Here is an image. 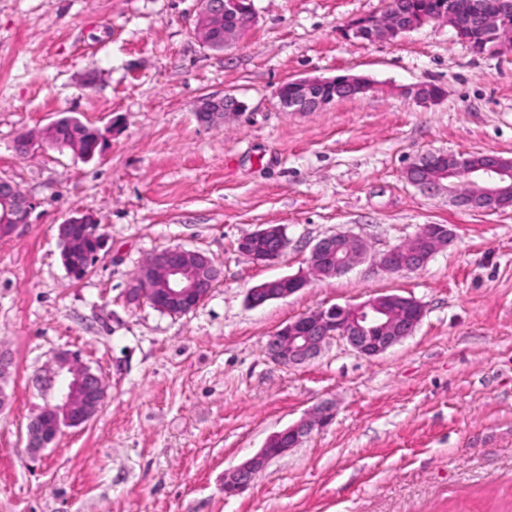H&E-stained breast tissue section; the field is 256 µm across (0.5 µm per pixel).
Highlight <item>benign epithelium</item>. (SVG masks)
I'll list each match as a JSON object with an SVG mask.
<instances>
[{
  "mask_svg": "<svg viewBox=\"0 0 512 512\" xmlns=\"http://www.w3.org/2000/svg\"><path fill=\"white\" fill-rule=\"evenodd\" d=\"M200 10L195 35L203 47L222 51L237 42L255 19L251 0H199ZM512 0H464L459 7L441 9L428 18L407 19L388 13L375 21L360 16L349 22L342 35L368 41H391L403 37L427 23H444L456 37L477 54H512ZM224 22L218 29L217 22ZM369 82L359 76L345 75L331 79L305 78L288 82L286 91L277 92L280 107L286 112H315L327 105L367 93ZM246 111V104L234 96L206 98L196 113L202 123ZM119 117L104 128L69 122L73 135L61 147L72 150L86 161L103 158L105 149L89 152L85 143L96 139L102 144L119 126ZM62 122H51L41 139L22 134L14 141V150L27 155L39 142L55 144L60 139ZM407 182L428 193H446L460 207L488 212L512 208V160L486 154L481 162L455 154H427L413 162L405 172ZM31 201L13 184H0V237L14 234L29 223ZM80 224L84 233L74 232ZM97 219L90 214L73 216L57 227L63 265L73 278H82L88 267L78 266L76 257L96 259L104 239L94 234ZM452 240L444 224H426L409 243L395 246L382 254L378 268L389 273L414 272L424 268L434 253ZM288 246L283 227L267 225L246 234L238 242L239 251L252 262L262 264L279 258ZM365 245L357 237L336 233L320 239L314 246L311 271L319 276L337 277L360 263ZM220 270L202 252L180 247L166 248L141 264L126 291L130 303L147 302L170 315H182L196 309L210 294ZM307 284L302 276H283L265 281L248 291V303L259 307L266 302L287 298ZM424 316L423 306L412 298L382 294L355 306L334 305L302 315L289 322L267 342L271 358L299 365L314 358L323 344L338 338L365 357H375L411 335ZM44 395L51 398L45 411L27 427V444L32 449L53 443L62 428L79 427L100 411L106 399L102 378L84 365L74 353L62 351L38 378ZM334 410L318 406L308 417L271 435L263 448L224 475V494L245 490L265 469L270 460L287 454L303 437L331 424Z\"/></svg>",
  "mask_w": 512,
  "mask_h": 512,
  "instance_id": "benign-epithelium-1",
  "label": "benign epithelium"
}]
</instances>
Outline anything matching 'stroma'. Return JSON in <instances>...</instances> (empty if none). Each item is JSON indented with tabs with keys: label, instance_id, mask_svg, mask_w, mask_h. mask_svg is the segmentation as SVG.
I'll return each instance as SVG.
<instances>
[{
	"label": "stroma",
	"instance_id": "obj_1",
	"mask_svg": "<svg viewBox=\"0 0 512 512\" xmlns=\"http://www.w3.org/2000/svg\"><path fill=\"white\" fill-rule=\"evenodd\" d=\"M255 20L221 52L194 29L199 0H0V180L35 205L0 237V351L14 366L0 411V512H512V211L464 210L409 184L429 153L512 157V55L477 56L448 25L394 41L346 39L384 0H254ZM353 74L363 96L285 112L301 78ZM435 84L441 101L410 87ZM233 95L245 114L197 120ZM69 115L123 120L103 159L13 150ZM93 214L106 238L82 279L57 226ZM282 226L284 255L256 264L238 241ZM445 224L452 242L421 270L379 257ZM348 232L368 247L348 273L317 278L315 244ZM182 247L222 271L183 315L130 304L154 253ZM302 275L305 288L253 308L250 288ZM382 294L418 301L415 331L375 357L339 339L301 365L269 337L299 316ZM100 375L107 398L40 452L26 446L47 401L35 384L59 351ZM333 423L271 460L240 494L224 474L321 403Z\"/></svg>",
	"mask_w": 512,
	"mask_h": 512
}]
</instances>
